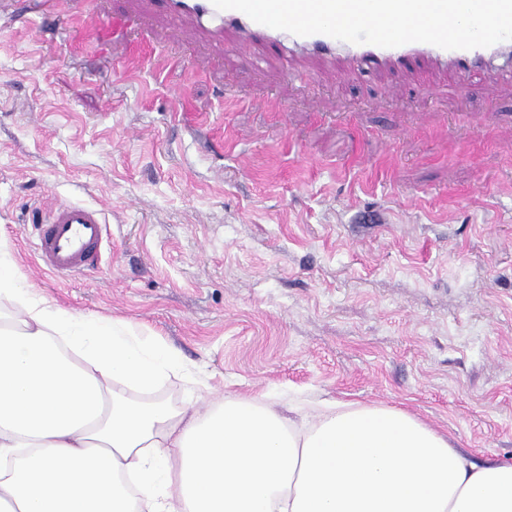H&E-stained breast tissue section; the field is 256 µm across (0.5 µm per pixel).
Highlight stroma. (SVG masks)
Wrapping results in <instances>:
<instances>
[{
	"mask_svg": "<svg viewBox=\"0 0 512 512\" xmlns=\"http://www.w3.org/2000/svg\"><path fill=\"white\" fill-rule=\"evenodd\" d=\"M100 22L0 0V241L31 295L121 318L206 410L329 399L407 411L476 464H512V86L301 50L262 68L146 0ZM196 74L158 77L168 58ZM284 104L281 112L272 103ZM99 209L96 270H45L31 228Z\"/></svg>",
	"mask_w": 512,
	"mask_h": 512,
	"instance_id": "obj_1",
	"label": "stroma"
}]
</instances>
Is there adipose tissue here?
Instances as JSON below:
<instances>
[{
    "label": "adipose tissue",
    "mask_w": 512,
    "mask_h": 512,
    "mask_svg": "<svg viewBox=\"0 0 512 512\" xmlns=\"http://www.w3.org/2000/svg\"><path fill=\"white\" fill-rule=\"evenodd\" d=\"M19 280L0 242V512H512V465L398 408L133 401L198 380L132 323Z\"/></svg>",
    "instance_id": "adipose-tissue-1"
}]
</instances>
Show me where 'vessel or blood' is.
Returning a JSON list of instances; mask_svg holds the SVG:
<instances>
[{"label": "vessel or blood", "mask_w": 512, "mask_h": 512, "mask_svg": "<svg viewBox=\"0 0 512 512\" xmlns=\"http://www.w3.org/2000/svg\"><path fill=\"white\" fill-rule=\"evenodd\" d=\"M167 16L190 21L197 29L222 36L225 29L236 28L243 34L241 49L260 41H271L283 48H300L332 58L343 54L350 68L370 63L376 66L420 57L437 66L456 72L455 91L474 90V77L490 67L505 53L512 51V40L470 50H448L413 42L384 48L373 44H352L324 34L297 36L258 24L237 10L215 8L212 0H162ZM35 250L42 265L57 275H73L96 267L102 244L103 219L97 209L72 203L57 205L46 223L38 225Z\"/></svg>", "instance_id": "vessel-or-blood-1"}]
</instances>
